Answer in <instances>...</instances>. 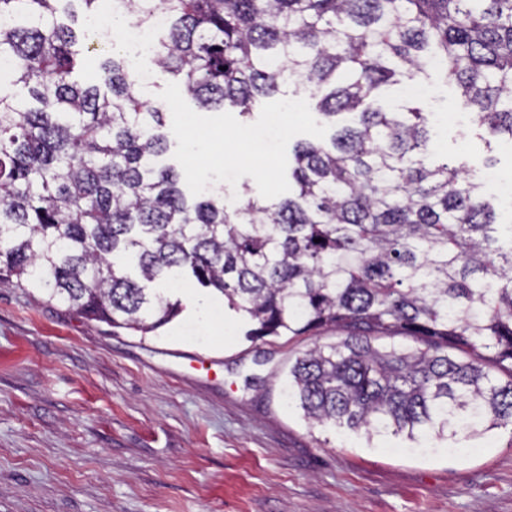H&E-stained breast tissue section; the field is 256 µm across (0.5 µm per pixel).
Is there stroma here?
<instances>
[{
  "mask_svg": "<svg viewBox=\"0 0 512 512\" xmlns=\"http://www.w3.org/2000/svg\"><path fill=\"white\" fill-rule=\"evenodd\" d=\"M87 35L79 79L94 83L124 42L107 23ZM424 87L371 105L421 107L439 157L512 181V142L472 122L456 86ZM160 290L183 310L143 336L0 282V512H512L511 428L427 454L309 429L280 395L306 339L246 341L221 294Z\"/></svg>",
  "mask_w": 512,
  "mask_h": 512,
  "instance_id": "1",
  "label": "stroma"
}]
</instances>
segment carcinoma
Masks as SVG:
<instances>
[{"mask_svg": "<svg viewBox=\"0 0 512 512\" xmlns=\"http://www.w3.org/2000/svg\"><path fill=\"white\" fill-rule=\"evenodd\" d=\"M113 2L128 25L167 16L151 62L203 107L246 114L292 85L356 120L294 146L292 196L189 195L159 163L167 107L124 56L98 57V84L76 79L90 47L62 6L93 18L103 0H0V276L144 336L181 311L155 284L220 293L247 341L313 337L286 404L369 446L511 426L512 224L464 167L429 162L421 108L370 100L435 71L512 140V0Z\"/></svg>", "mask_w": 512, "mask_h": 512, "instance_id": "obj_1", "label": "carcinoma"}]
</instances>
